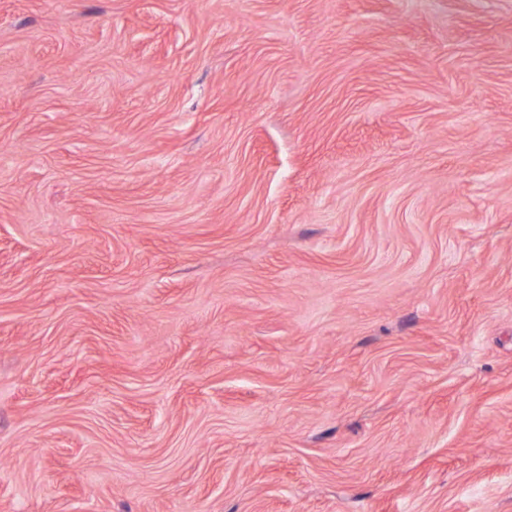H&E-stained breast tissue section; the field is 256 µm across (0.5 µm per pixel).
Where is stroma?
I'll return each instance as SVG.
<instances>
[{"instance_id": "1", "label": "stroma", "mask_w": 512, "mask_h": 512, "mask_svg": "<svg viewBox=\"0 0 512 512\" xmlns=\"http://www.w3.org/2000/svg\"><path fill=\"white\" fill-rule=\"evenodd\" d=\"M0 512H512V0H0Z\"/></svg>"}]
</instances>
